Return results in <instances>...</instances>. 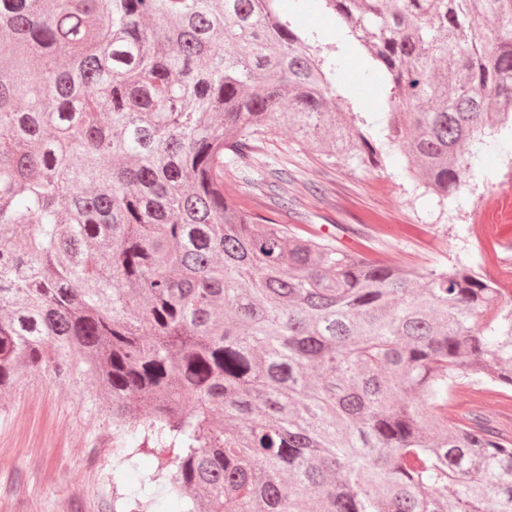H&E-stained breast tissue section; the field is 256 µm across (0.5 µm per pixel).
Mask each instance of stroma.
Segmentation results:
<instances>
[{
    "label": "stroma",
    "mask_w": 512,
    "mask_h": 512,
    "mask_svg": "<svg viewBox=\"0 0 512 512\" xmlns=\"http://www.w3.org/2000/svg\"><path fill=\"white\" fill-rule=\"evenodd\" d=\"M365 71L364 57L349 54L336 92L372 123L382 118L389 85ZM259 153L265 169L292 176L294 209L279 213V223L333 234L344 246L363 241L375 257L422 270L483 268L493 254L512 273V218L501 213L502 197H512V147L480 154L461 192L445 200L413 179L396 151L376 169L354 158L331 165L282 125ZM448 414L482 415L512 436V391L461 387ZM111 472L106 413L88 411L79 388L46 374L0 396V512H112Z\"/></svg>",
    "instance_id": "35a3bbf8"
}]
</instances>
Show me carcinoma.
<instances>
[{"mask_svg": "<svg viewBox=\"0 0 512 512\" xmlns=\"http://www.w3.org/2000/svg\"><path fill=\"white\" fill-rule=\"evenodd\" d=\"M288 2L383 73L378 133L281 0H0V393L51 373L107 409L124 512H512V439L448 417L512 389V295L224 194L283 122L456 195L508 128L512 0ZM286 182L247 185L286 209ZM297 24L303 30H316L324 34H330L331 30L336 26V18L330 14L318 11H307L297 17ZM349 42L350 36L348 31L339 25L336 26L333 43H336L340 49L344 50L348 47Z\"/></svg>", "mask_w": 512, "mask_h": 512, "instance_id": "obj_1", "label": "carcinoma"}]
</instances>
